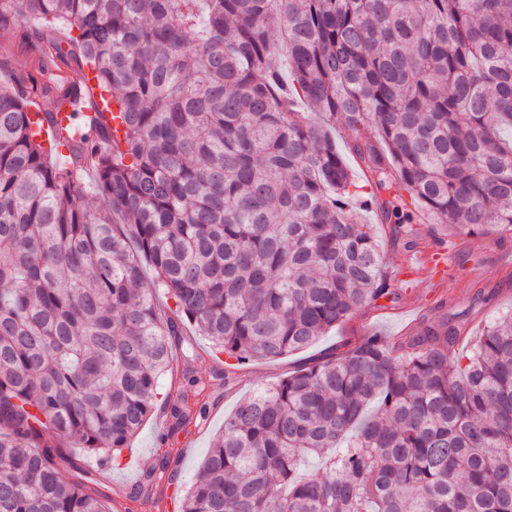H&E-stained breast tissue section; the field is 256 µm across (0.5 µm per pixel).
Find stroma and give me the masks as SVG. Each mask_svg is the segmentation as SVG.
I'll list each match as a JSON object with an SVG mask.
<instances>
[{"instance_id":"35a3bbf8","label":"stroma","mask_w":512,"mask_h":512,"mask_svg":"<svg viewBox=\"0 0 512 512\" xmlns=\"http://www.w3.org/2000/svg\"><path fill=\"white\" fill-rule=\"evenodd\" d=\"M41 41L38 34L22 24L0 31V84L14 77L37 75ZM424 248L450 247V278L422 287H409L397 278L402 249L388 233L379 237L380 250L389 274L395 275L400 298L397 303L363 310L336 329L330 330L312 346L274 360H252L226 366L225 355L215 353L207 337L187 327L183 347L191 364L206 384L209 417L205 425L191 426L169 434V421L163 411L148 419L122 453L121 466H100L96 456L83 453L75 445L65 448L71 467L84 471L85 482L113 512H142L139 503L127 497L133 486L161 457L169 459V475L157 480L153 495L161 512H180V500L196 473L197 463L222 430L224 419L238 401L256 389L278 382L311 359L336 345L369 336L396 338L416 328L423 316L441 314L466 316L473 331H480L493 316L512 310V234L491 228L477 236L461 235L457 226L424 223L420 226Z\"/></svg>"}]
</instances>
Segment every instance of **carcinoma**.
Instances as JSON below:
<instances>
[{
    "instance_id": "1",
    "label": "carcinoma",
    "mask_w": 512,
    "mask_h": 512,
    "mask_svg": "<svg viewBox=\"0 0 512 512\" xmlns=\"http://www.w3.org/2000/svg\"><path fill=\"white\" fill-rule=\"evenodd\" d=\"M21 21L71 70L44 120L72 117L46 147L0 85V512H106L57 441L116 464L159 407L207 420L186 361L159 399L185 324L240 364L398 300L361 209L406 253L424 215L512 232V0H0ZM469 335L347 341L242 398L182 512H512V311Z\"/></svg>"
}]
</instances>
